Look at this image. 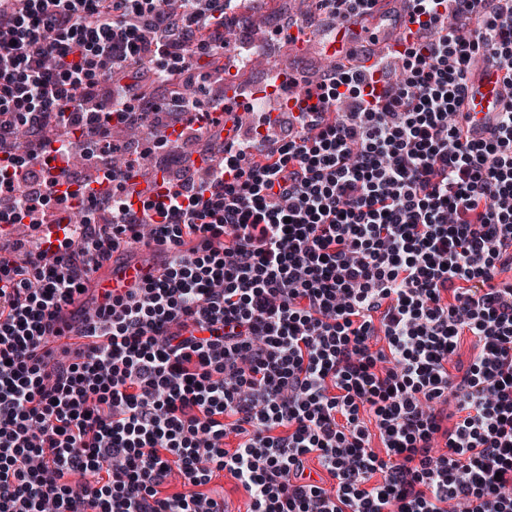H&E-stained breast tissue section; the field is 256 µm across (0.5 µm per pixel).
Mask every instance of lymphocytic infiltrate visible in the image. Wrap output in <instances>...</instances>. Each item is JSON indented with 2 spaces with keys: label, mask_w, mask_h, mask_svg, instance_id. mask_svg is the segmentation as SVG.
I'll return each mask as SVG.
<instances>
[{
  "label": "lymphocytic infiltrate",
  "mask_w": 512,
  "mask_h": 512,
  "mask_svg": "<svg viewBox=\"0 0 512 512\" xmlns=\"http://www.w3.org/2000/svg\"><path fill=\"white\" fill-rule=\"evenodd\" d=\"M410 9L401 83L272 73L299 135L255 113L250 140L213 136L228 156L204 183L136 210L139 159L101 161L113 128L164 146L197 103L114 76L210 62L238 0H0V512H224L222 472L248 512H512V282L494 281L512 272V107L484 140L460 110L474 62L512 61V0ZM53 120L75 144L45 139ZM76 156L108 223L69 206ZM21 224L62 229L63 251ZM143 239L162 273L97 296L92 274ZM175 472L191 492L165 494ZM236 481L227 473H220L208 485V488L222 494L224 491V507L228 512H246L250 504L248 493L241 487L236 485Z\"/></svg>",
  "instance_id": "obj_1"
}]
</instances>
